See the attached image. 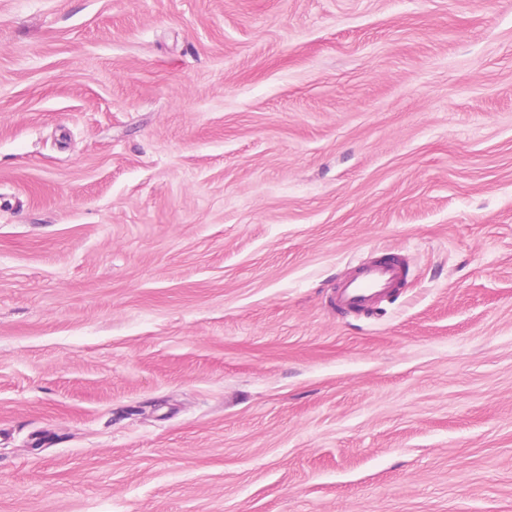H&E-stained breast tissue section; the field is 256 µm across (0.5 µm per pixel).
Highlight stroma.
<instances>
[{"mask_svg":"<svg viewBox=\"0 0 512 512\" xmlns=\"http://www.w3.org/2000/svg\"><path fill=\"white\" fill-rule=\"evenodd\" d=\"M0 512H512V0H0ZM402 278L399 265L375 262L362 266L357 274L337 289L335 305L341 311L370 309L378 299L397 288Z\"/></svg>","mask_w":512,"mask_h":512,"instance_id":"obj_1","label":"stroma"}]
</instances>
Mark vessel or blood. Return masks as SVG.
I'll use <instances>...</instances> for the list:
<instances>
[{
	"label": "vessel or blood",
	"mask_w": 512,
	"mask_h": 512,
	"mask_svg": "<svg viewBox=\"0 0 512 512\" xmlns=\"http://www.w3.org/2000/svg\"><path fill=\"white\" fill-rule=\"evenodd\" d=\"M401 278L402 270L394 263L375 262L362 266L353 278L338 288L335 305L341 311L368 310L397 288Z\"/></svg>",
	"instance_id": "obj_1"
}]
</instances>
